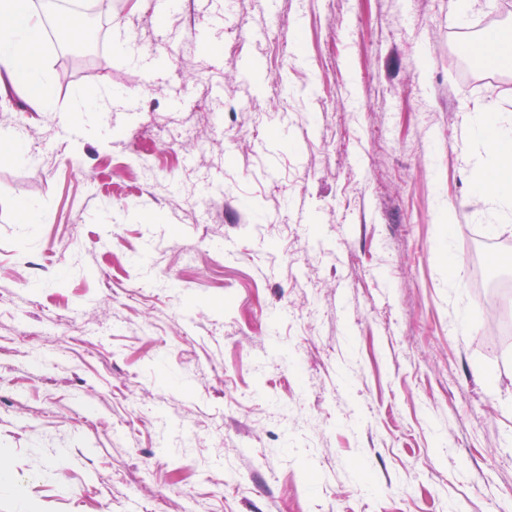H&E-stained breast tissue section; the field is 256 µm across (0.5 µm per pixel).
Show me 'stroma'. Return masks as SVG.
<instances>
[{
  "instance_id": "stroma-1",
  "label": "stroma",
  "mask_w": 512,
  "mask_h": 512,
  "mask_svg": "<svg viewBox=\"0 0 512 512\" xmlns=\"http://www.w3.org/2000/svg\"><path fill=\"white\" fill-rule=\"evenodd\" d=\"M491 20L512 38L505 0H112L164 75L48 50L54 111L0 99L28 148L0 149V512H512L463 134L512 114V63L464 73L457 31ZM116 91L108 134L70 110Z\"/></svg>"
}]
</instances>
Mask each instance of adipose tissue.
Instances as JSON below:
<instances>
[{
	"mask_svg": "<svg viewBox=\"0 0 512 512\" xmlns=\"http://www.w3.org/2000/svg\"><path fill=\"white\" fill-rule=\"evenodd\" d=\"M46 15L33 0H0V94L7 88L24 92L29 108L50 112L54 103L46 90L49 62L42 51ZM468 137L481 142L497 165L474 186L486 210L503 215L512 210V115L486 119L470 116Z\"/></svg>",
	"mask_w": 512,
	"mask_h": 512,
	"instance_id": "adipose-tissue-1",
	"label": "adipose tissue"
}]
</instances>
